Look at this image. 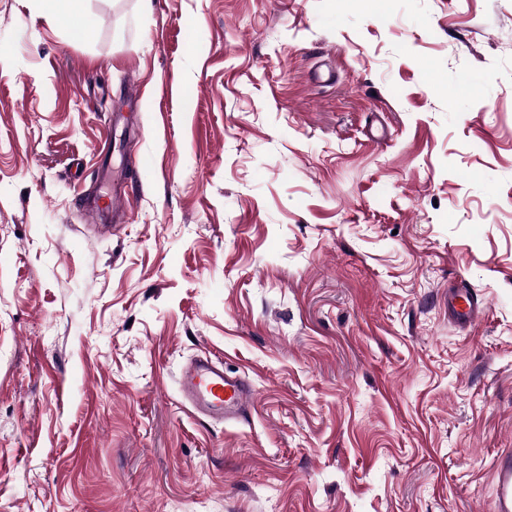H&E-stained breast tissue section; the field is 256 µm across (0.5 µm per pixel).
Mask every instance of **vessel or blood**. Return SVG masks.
<instances>
[{"label":"vessel or blood","instance_id":"1","mask_svg":"<svg viewBox=\"0 0 512 512\" xmlns=\"http://www.w3.org/2000/svg\"><path fill=\"white\" fill-rule=\"evenodd\" d=\"M101 180L112 185V203L107 211L113 220H121L124 214V198L121 187L127 177L123 169L105 167ZM484 303L467 288H458L448 296V311L460 323L474 322L482 314ZM179 390L192 412L216 421L239 420L254 403V388L243 377H230L221 362L208 355L192 358L178 378ZM495 493L492 512H512V454L502 453L494 469Z\"/></svg>","mask_w":512,"mask_h":512}]
</instances>
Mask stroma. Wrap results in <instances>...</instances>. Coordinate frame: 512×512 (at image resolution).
I'll list each match as a JSON object with an SVG mask.
<instances>
[{"label": "stroma", "instance_id": "35a3bbf8", "mask_svg": "<svg viewBox=\"0 0 512 512\" xmlns=\"http://www.w3.org/2000/svg\"><path fill=\"white\" fill-rule=\"evenodd\" d=\"M85 7L76 38L0 0V512H490L512 0ZM117 113L114 225L84 200ZM203 352L241 420L184 404ZM100 180L112 182V204L107 206L106 213L112 214V222H117L124 214V197L121 187L127 180L126 173L121 168L107 166L101 170ZM484 302L470 288H456L448 294V311L458 322L472 323L482 314ZM179 390L193 413L216 421H237L254 403V388L245 377H229L221 362L207 354L192 358L178 378Z\"/></svg>", "mask_w": 512, "mask_h": 512}]
</instances>
